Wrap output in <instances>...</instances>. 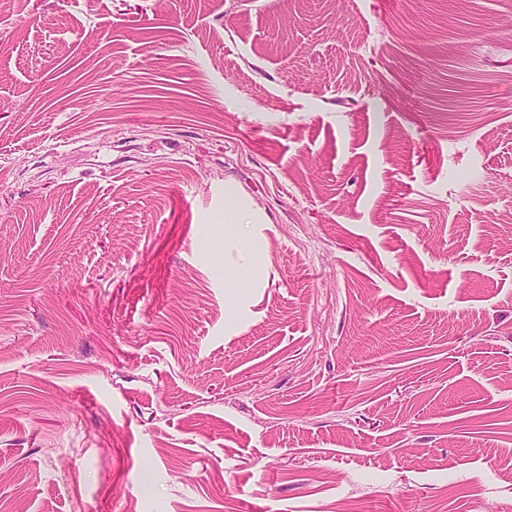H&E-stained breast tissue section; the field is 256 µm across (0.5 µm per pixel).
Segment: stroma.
<instances>
[{"label": "stroma", "mask_w": 512, "mask_h": 512, "mask_svg": "<svg viewBox=\"0 0 512 512\" xmlns=\"http://www.w3.org/2000/svg\"><path fill=\"white\" fill-rule=\"evenodd\" d=\"M0 512H512V0L0 14Z\"/></svg>", "instance_id": "obj_1"}]
</instances>
